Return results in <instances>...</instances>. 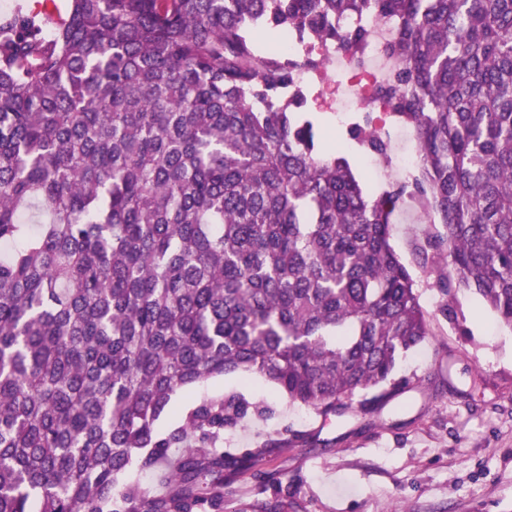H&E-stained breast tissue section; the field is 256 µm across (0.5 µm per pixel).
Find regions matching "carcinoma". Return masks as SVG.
<instances>
[{"instance_id": "1", "label": "carcinoma", "mask_w": 512, "mask_h": 512, "mask_svg": "<svg viewBox=\"0 0 512 512\" xmlns=\"http://www.w3.org/2000/svg\"><path fill=\"white\" fill-rule=\"evenodd\" d=\"M69 2L49 36L0 17V512H288L281 481L228 490L270 482L266 449L223 448L270 406L204 396L159 421L227 374L323 416L389 398L430 335L390 243L405 197L443 227L418 251L440 291L512 328V0ZM347 14L393 21L373 96L420 157L377 195L294 87L321 61L278 52L297 34L356 53ZM376 121L347 139L386 158ZM231 489L234 492V498L241 502H253L269 498L272 495L271 489L266 492L261 491L258 483L249 473L238 474L231 485Z\"/></svg>"}]
</instances>
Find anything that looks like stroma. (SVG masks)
Listing matches in <instances>:
<instances>
[{
  "label": "stroma",
  "mask_w": 512,
  "mask_h": 512,
  "mask_svg": "<svg viewBox=\"0 0 512 512\" xmlns=\"http://www.w3.org/2000/svg\"><path fill=\"white\" fill-rule=\"evenodd\" d=\"M428 227L400 203L391 243L410 270L430 334L393 375L403 386L378 409L355 397L324 417L261 379L227 375L199 393L240 392L272 406L225 430L224 449L270 447L264 469L288 484V512H512V329L473 291L441 295L418 263ZM451 304L456 318L445 317ZM314 444L280 448L284 429Z\"/></svg>",
  "instance_id": "stroma-1"
}]
</instances>
